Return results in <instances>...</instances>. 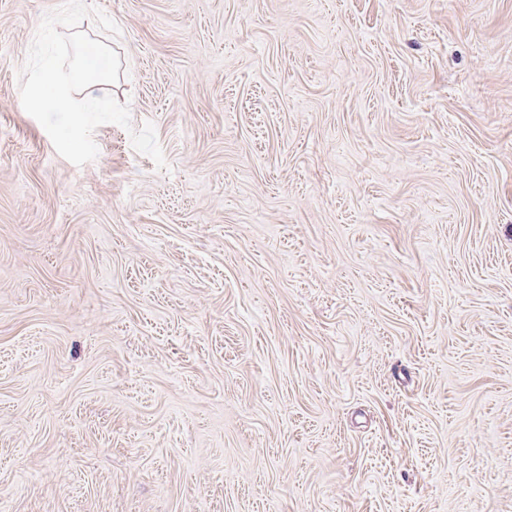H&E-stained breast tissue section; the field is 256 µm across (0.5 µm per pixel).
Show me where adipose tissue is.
I'll return each mask as SVG.
<instances>
[{"instance_id":"1","label":"adipose tissue","mask_w":512,"mask_h":512,"mask_svg":"<svg viewBox=\"0 0 512 512\" xmlns=\"http://www.w3.org/2000/svg\"><path fill=\"white\" fill-rule=\"evenodd\" d=\"M112 76V62L107 51L100 45L84 43L74 63L72 75L68 79L72 94H59L57 108L73 112L78 103H94L103 83Z\"/></svg>"}]
</instances>
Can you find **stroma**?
Returning a JSON list of instances; mask_svg holds the SVG:
<instances>
[{
	"mask_svg": "<svg viewBox=\"0 0 512 512\" xmlns=\"http://www.w3.org/2000/svg\"><path fill=\"white\" fill-rule=\"evenodd\" d=\"M0 502L512 512V0H0ZM112 76V62L108 52L100 45L84 43L75 60L72 75L67 79L69 85L77 91L81 103L76 105L72 98L60 91L56 107L66 112H82V106L98 101L102 84ZM60 78L53 65H46L38 73L31 76L24 85V94L39 99L44 87L48 85L59 86Z\"/></svg>",
	"mask_w": 512,
	"mask_h": 512,
	"instance_id": "obj_1",
	"label": "stroma"
}]
</instances>
